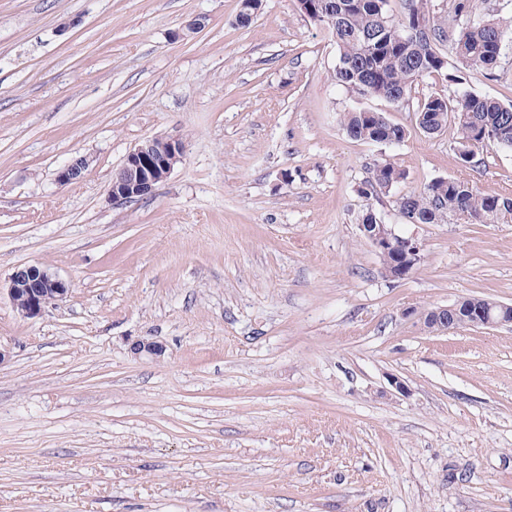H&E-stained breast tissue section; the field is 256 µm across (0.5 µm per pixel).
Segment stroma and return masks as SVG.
Masks as SVG:
<instances>
[{"label":"stroma","instance_id":"35a3bbf8","mask_svg":"<svg viewBox=\"0 0 512 512\" xmlns=\"http://www.w3.org/2000/svg\"><path fill=\"white\" fill-rule=\"evenodd\" d=\"M239 11L0 0V282L41 263L72 284L35 319L0 296V512H512V326L436 334L412 315L512 304V223L414 225L396 206L439 176L512 195V151L461 166L455 128L416 125L444 78L359 99L296 0ZM467 89L512 100V34ZM357 107L403 142L351 139ZM156 136L181 162L112 203ZM80 155L83 177L57 183ZM382 157L406 179L364 195ZM369 210L421 240L406 279L360 238ZM160 139L158 146L156 140ZM184 145L178 139H147L126 155L112 176L109 196L115 203L145 198L152 194L158 181L164 180L181 160Z\"/></svg>","mask_w":512,"mask_h":512}]
</instances>
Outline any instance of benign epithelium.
Wrapping results in <instances>:
<instances>
[{"label": "benign epithelium", "mask_w": 512, "mask_h": 512, "mask_svg": "<svg viewBox=\"0 0 512 512\" xmlns=\"http://www.w3.org/2000/svg\"><path fill=\"white\" fill-rule=\"evenodd\" d=\"M184 154V145L178 139H147L126 155L120 168L112 176L109 196L115 203L145 198L152 194L158 181L167 178L174 162ZM89 166L85 156L72 158L56 173V181L67 184L84 175ZM360 236L379 254L394 255L390 279L402 280L422 261V244L414 235L404 236L392 225L360 224ZM69 282L59 278L40 264L16 268L8 277L7 293L17 313L25 319L41 316L58 305L70 293ZM424 330L445 333L460 327L495 328L512 324V304L497 302L488 305L476 297L463 298L448 306H437L423 311H411ZM134 354L157 359L164 348L157 342L138 341Z\"/></svg>", "instance_id": "benign-epithelium-1"}]
</instances>
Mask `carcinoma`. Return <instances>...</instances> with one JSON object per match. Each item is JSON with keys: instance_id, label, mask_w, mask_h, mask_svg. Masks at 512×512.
Masks as SVG:
<instances>
[{"instance_id": "carcinoma-1", "label": "carcinoma", "mask_w": 512, "mask_h": 512, "mask_svg": "<svg viewBox=\"0 0 512 512\" xmlns=\"http://www.w3.org/2000/svg\"><path fill=\"white\" fill-rule=\"evenodd\" d=\"M391 0H311L310 20L334 38L338 59L333 70L336 83L359 98L390 102L412 85L434 74H445L448 83L468 84L472 75L492 69L498 62L512 18H490L473 11L471 0H449L451 20L422 14L423 0H401L395 14ZM450 42L459 65L447 72L442 47ZM347 135L376 144H398L405 130L384 112L356 108L343 114ZM416 124L428 135L452 126L460 136L458 159L470 162L476 148L512 150V101L503 103L467 91L430 95L418 104ZM404 172L391 160L373 164L368 186L396 187ZM410 224H446L466 216L468 224L512 223V196L488 195L469 183L436 177L418 191L397 200Z\"/></svg>"}]
</instances>
